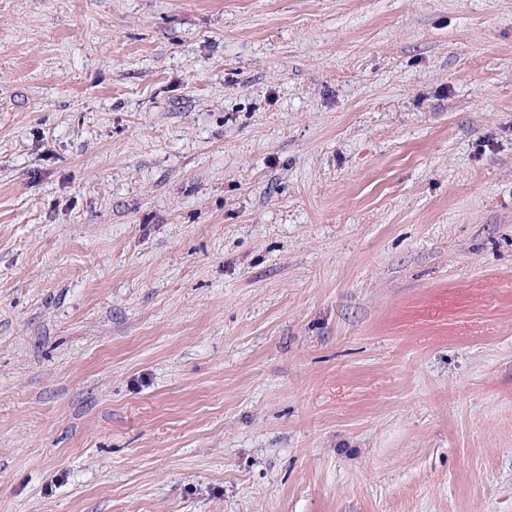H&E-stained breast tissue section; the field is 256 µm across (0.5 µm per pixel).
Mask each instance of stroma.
<instances>
[{"label": "stroma", "instance_id": "1", "mask_svg": "<svg viewBox=\"0 0 512 512\" xmlns=\"http://www.w3.org/2000/svg\"><path fill=\"white\" fill-rule=\"evenodd\" d=\"M0 512H512V0H0Z\"/></svg>", "mask_w": 512, "mask_h": 512}]
</instances>
